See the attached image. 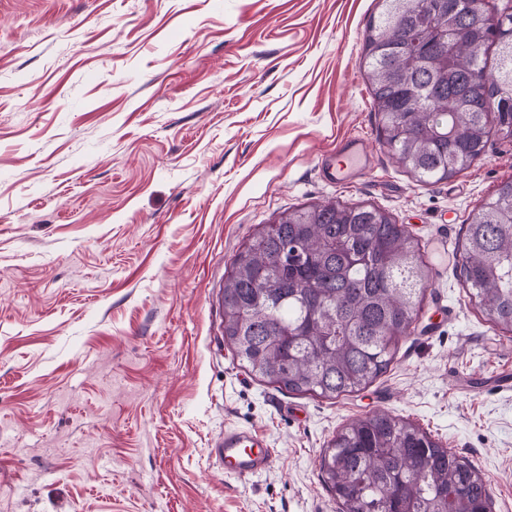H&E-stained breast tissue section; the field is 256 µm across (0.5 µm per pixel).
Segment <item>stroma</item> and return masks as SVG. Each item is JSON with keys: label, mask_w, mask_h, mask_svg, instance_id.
I'll return each mask as SVG.
<instances>
[{"label": "stroma", "mask_w": 512, "mask_h": 512, "mask_svg": "<svg viewBox=\"0 0 512 512\" xmlns=\"http://www.w3.org/2000/svg\"><path fill=\"white\" fill-rule=\"evenodd\" d=\"M379 0H0V512H339L320 455L407 419L512 512V334L453 248L512 136L437 184L384 144L360 67ZM363 140L336 185L322 156ZM339 200L389 212L432 272L387 372L336 399L275 388L222 336L224 274L257 225ZM262 432L265 470L214 443ZM339 160L326 158L322 161V172L326 179L336 184H351L369 166L367 147L359 139L350 138L341 143L338 149Z\"/></svg>", "instance_id": "35a3bbf8"}]
</instances>
